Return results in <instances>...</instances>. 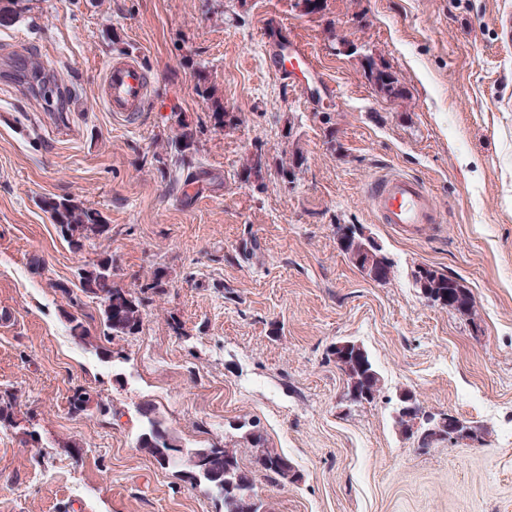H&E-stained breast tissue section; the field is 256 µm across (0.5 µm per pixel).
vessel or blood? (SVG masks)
Segmentation results:
<instances>
[{
    "instance_id": "1",
    "label": "vessel or blood",
    "mask_w": 512,
    "mask_h": 512,
    "mask_svg": "<svg viewBox=\"0 0 512 512\" xmlns=\"http://www.w3.org/2000/svg\"><path fill=\"white\" fill-rule=\"evenodd\" d=\"M270 70L275 74L311 62L309 50L295 43L281 47L271 43ZM105 108L116 114L135 118L145 111L150 96V74L135 59L116 58L108 63L100 88ZM367 197L383 224H395L420 231L442 221L432 193L420 179L394 172L377 174L368 184Z\"/></svg>"
}]
</instances>
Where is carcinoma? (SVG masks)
Returning <instances> with one entry per match:
<instances>
[{
    "mask_svg": "<svg viewBox=\"0 0 512 512\" xmlns=\"http://www.w3.org/2000/svg\"><path fill=\"white\" fill-rule=\"evenodd\" d=\"M363 75L383 97L397 99L403 96V86L387 63L373 59L363 69ZM196 93L211 102L210 121L213 126L224 127L227 112L215 87L198 84ZM172 118L175 119L177 132L171 139V146L183 156L195 142L197 130L180 112L172 113ZM282 155L285 160L281 161L280 175L283 181L291 184L307 158L298 144L290 139L285 141ZM265 165L266 156L255 152L247 158L243 170L249 178L259 175ZM44 204L60 235L76 254L83 252L91 241L106 237L111 232V225L105 222L101 214L74 198L56 197L44 201ZM77 275L81 291L100 301L104 341H109L111 336H132L139 332L144 320L145 298L118 285L112 255L101 254L97 259L83 264L78 268ZM413 280L415 287L429 301L462 314L470 311L471 291L460 279L427 265L413 271ZM69 324L70 332L78 342L107 358L112 357V350L99 344L98 337L91 334L81 319L72 315ZM338 369L345 377L347 393L367 392L370 395L367 400L369 404L380 396L382 380L371 355H366L362 363L350 354L341 360ZM90 404L91 397L83 388L75 389L69 399V409L73 414L89 411ZM17 406L15 394L0 391V427L13 424ZM141 417L144 427L137 438V448L162 468L175 463L189 480L204 485L209 492L218 495L224 512H270L259 494V475L272 486L291 483L288 471L278 465L287 457L266 447L265 438L253 425L244 432V439L251 443L253 453V468L246 469L241 465L235 448L211 446L185 450L163 421L154 415L152 408H142Z\"/></svg>",
    "mask_w": 512,
    "mask_h": 512,
    "instance_id": "cac0c4a2",
    "label": "carcinoma"
}]
</instances>
